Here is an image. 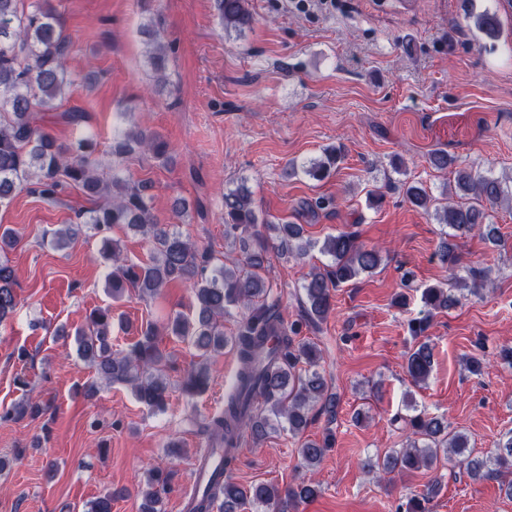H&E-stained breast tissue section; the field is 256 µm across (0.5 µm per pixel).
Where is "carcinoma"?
Wrapping results in <instances>:
<instances>
[{
	"mask_svg": "<svg viewBox=\"0 0 512 512\" xmlns=\"http://www.w3.org/2000/svg\"><path fill=\"white\" fill-rule=\"evenodd\" d=\"M214 5L224 32L233 30L240 35L252 27L248 0H214ZM463 8L476 30L489 39L498 37V11L478 10L474 0H465ZM142 34L143 58L162 82L166 77V45L150 21L142 26ZM75 49L76 42L63 29L49 0H0V208L9 206L32 178L36 179L40 196L49 202L57 201L71 188L82 190L95 207L77 214L83 223L66 225L54 235L53 242L62 246L75 241L84 223L104 234L123 226L138 230L150 244L149 261L142 264L123 256L120 240L103 238V252L112 262L108 275L112 296L133 288L140 299L148 300L172 281L189 282L195 314L191 318L182 314L170 318V333L191 341L204 357L232 344L240 361L235 385L224 402V411L201 426L207 444L198 464L203 466L212 458L216 470L209 485L195 489L191 512H237L247 504L279 512L284 496L290 501L315 498L319 485L312 481L282 495L278 487L262 482L241 487L227 473L232 470L244 437L258 442L285 424L290 433L298 434L307 426L310 411L317 405L330 416L336 415V396L329 393L327 380L318 371L314 344L301 342L297 336L302 324H316L328 318L335 289L380 265L379 251L359 242L352 232L327 236L321 251L330 257V263L307 274L302 285L306 298L302 320L285 322L280 300L273 295V284L266 276L269 239L277 242L279 257L301 258L315 246L303 240L302 225L261 221L251 191L243 184L229 189L224 193V241L249 230L254 240L240 239V261L219 263L210 249L199 248L176 225L160 222L152 211L147 183H136L122 175L120 164L128 156L148 153L156 159L166 158L168 146L159 136L116 127L111 146L112 179L105 180L99 174L94 138L63 143L35 123V109L53 111L55 101L66 95L71 84L68 62ZM340 159V150H327L322 158L307 165L291 166L289 174L301 170L322 180ZM429 163L437 170L452 169L462 195L459 200L450 201L445 192L440 201L424 188L406 184L408 201L426 212L433 211L438 223L455 232L466 235L484 227L488 240L498 242L489 213L512 200V176L476 173L442 150L430 153ZM438 257L448 266L453 287L425 290L424 309L410 323L416 338L424 335L433 311L447 310L459 303L454 291L465 286L464 278L458 275L460 257L456 245L442 239ZM16 287L14 268L0 260V323L18 306ZM235 308L241 309V314L233 335L228 337L224 334V317ZM75 336L80 356L101 379L130 385L138 401L152 410L165 408L169 394L168 356L153 324H147L127 351L115 352L112 308L99 307L89 313L85 326L76 330ZM301 364L307 365L302 373L298 372ZM432 369V347L426 341L420 342L407 356V375L418 385L427 381ZM209 380L207 367L200 365L186 374L181 391L192 399L207 389ZM403 422L411 431L408 445L380 462H367L368 471L380 467L388 472L411 473L423 466L435 467L450 456L475 480L495 470L512 468V431L498 441L491 455L478 458L465 454L466 434L448 429L443 417L420 412ZM334 442L330 430L320 441L304 442L298 449L304 467L311 470L319 465ZM167 480L164 470L149 471L151 490L145 493L142 512H163L159 491L166 487ZM428 499L427 494L407 496L396 512H426L422 502Z\"/></svg>",
	"mask_w": 512,
	"mask_h": 512,
	"instance_id": "carcinoma-1",
	"label": "carcinoma"
}]
</instances>
